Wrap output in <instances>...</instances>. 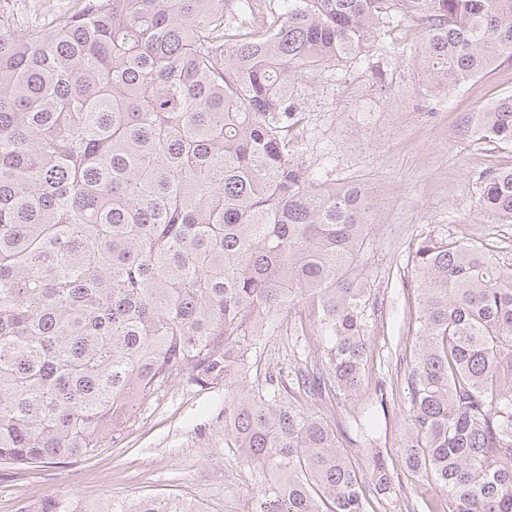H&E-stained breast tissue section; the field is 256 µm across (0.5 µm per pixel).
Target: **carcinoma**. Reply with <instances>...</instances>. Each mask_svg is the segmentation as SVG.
<instances>
[{"label": "carcinoma", "instance_id": "cac0c4a2", "mask_svg": "<svg viewBox=\"0 0 512 512\" xmlns=\"http://www.w3.org/2000/svg\"><path fill=\"white\" fill-rule=\"evenodd\" d=\"M90 0L15 33L0 22V464L95 455L186 370L224 382V435L268 476L260 512H367L365 476L284 382L236 386L267 318L315 300L328 375L359 389L371 296L358 255L375 225L360 184L293 153L296 81L359 60L420 22L426 74L453 88L512 62V0ZM469 136L512 143V94ZM481 210L512 221V169ZM421 345L407 375L406 464L445 495L430 512H512V266L427 236L411 254ZM24 512H203L178 496H50Z\"/></svg>", "mask_w": 512, "mask_h": 512}]
</instances>
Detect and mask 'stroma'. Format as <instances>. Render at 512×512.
I'll return each mask as SVG.
<instances>
[{"instance_id": "stroma-1", "label": "stroma", "mask_w": 512, "mask_h": 512, "mask_svg": "<svg viewBox=\"0 0 512 512\" xmlns=\"http://www.w3.org/2000/svg\"><path fill=\"white\" fill-rule=\"evenodd\" d=\"M87 6L88 0H0V17L12 29L33 31L47 17H71ZM295 94L302 117L294 130L296 159L334 182L365 185L378 207L380 222L361 255L376 300L369 355L358 392L330 388L312 399L299 391L291 383L295 372L329 369L318 306L301 299L271 315L266 331L252 338L247 383L280 374L287 384L282 400L330 422L356 468H365L372 453L385 457L393 487L389 495L369 496L368 512H428L443 494L408 469L399 448L411 415L406 378L420 345L408 257L432 234L478 242L500 263H512V222L477 206L483 173L512 167V144L460 133L472 112L512 94V64L448 92L433 89L420 28L404 21L383 28L363 63L340 61L303 75ZM370 415L377 421L372 441L356 431ZM264 479L224 437L223 383L201 387L183 372L143 400L96 456L71 464H0V512H20L49 495L93 502L156 494L198 501L205 512H259Z\"/></svg>"}]
</instances>
